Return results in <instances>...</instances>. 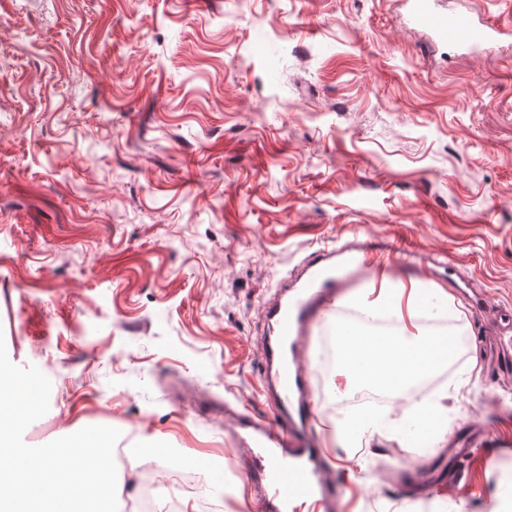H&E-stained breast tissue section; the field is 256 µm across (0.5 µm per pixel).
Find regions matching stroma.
Wrapping results in <instances>:
<instances>
[{
	"mask_svg": "<svg viewBox=\"0 0 512 512\" xmlns=\"http://www.w3.org/2000/svg\"><path fill=\"white\" fill-rule=\"evenodd\" d=\"M425 42L402 0H0V336L52 383L25 444L106 423L165 448L159 512H199L183 468L213 512H250L233 431L238 411L270 415L263 305L358 232L414 249L387 279L446 291L417 319L466 339L432 426L484 428L490 450L452 495L405 497L402 470L447 478V443L383 426L345 447L357 389L316 330L343 512H512V374L455 311L463 279L512 308V36Z\"/></svg>",
	"mask_w": 512,
	"mask_h": 512,
	"instance_id": "1",
	"label": "stroma"
}]
</instances>
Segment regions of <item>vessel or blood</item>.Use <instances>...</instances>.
<instances>
[{
	"instance_id": "1",
	"label": "vessel or blood",
	"mask_w": 512,
	"mask_h": 512,
	"mask_svg": "<svg viewBox=\"0 0 512 512\" xmlns=\"http://www.w3.org/2000/svg\"><path fill=\"white\" fill-rule=\"evenodd\" d=\"M407 8L410 22L432 44L480 52L502 40V29L476 20L473 11L451 12L441 8L439 0H407ZM373 250L391 264L403 261L402 250L385 244H326L306 255L298 275L281 282L263 307L264 385L273 398L274 416L268 421L240 416L237 432V442L246 450L256 512H337L339 508L344 488L309 434L317 413L308 343L314 329L323 324L340 341L352 333L350 324L335 317L338 302L345 284L380 274L381 265L368 259ZM458 443L448 467L452 486L463 479L464 463L479 441L465 425Z\"/></svg>"
}]
</instances>
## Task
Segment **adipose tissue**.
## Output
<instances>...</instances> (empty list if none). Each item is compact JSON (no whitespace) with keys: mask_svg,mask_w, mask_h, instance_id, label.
I'll return each mask as SVG.
<instances>
[{"mask_svg":"<svg viewBox=\"0 0 512 512\" xmlns=\"http://www.w3.org/2000/svg\"><path fill=\"white\" fill-rule=\"evenodd\" d=\"M421 302L422 291L415 283L385 282L356 294L352 303L360 313L371 315L388 310L399 330L389 334L363 329L340 343L342 373L348 382L375 383L390 394L402 395L446 361V348L416 323Z\"/></svg>","mask_w":512,"mask_h":512,"instance_id":"obj_1","label":"adipose tissue"}]
</instances>
